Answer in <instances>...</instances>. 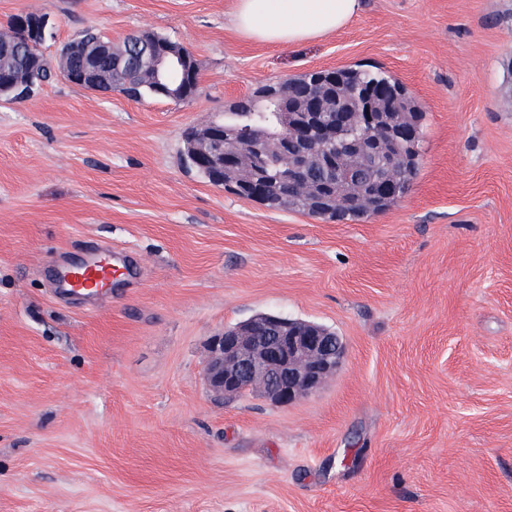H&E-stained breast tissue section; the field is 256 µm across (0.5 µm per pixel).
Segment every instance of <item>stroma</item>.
Segmentation results:
<instances>
[{"instance_id": "stroma-1", "label": "stroma", "mask_w": 512, "mask_h": 512, "mask_svg": "<svg viewBox=\"0 0 512 512\" xmlns=\"http://www.w3.org/2000/svg\"><path fill=\"white\" fill-rule=\"evenodd\" d=\"M293 46L236 0H0L187 46L202 94L133 101L63 77L0 100V512H512V0H360ZM352 66L399 79L421 167L384 213L326 222L210 184L184 135L257 84ZM110 250L106 295L55 273ZM273 313L333 330L292 404L212 393L209 342Z\"/></svg>"}]
</instances>
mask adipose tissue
Listing matches in <instances>:
<instances>
[{
    "label": "adipose tissue",
    "mask_w": 512,
    "mask_h": 512,
    "mask_svg": "<svg viewBox=\"0 0 512 512\" xmlns=\"http://www.w3.org/2000/svg\"><path fill=\"white\" fill-rule=\"evenodd\" d=\"M359 8L360 0H237L232 23L248 38L289 46L340 30Z\"/></svg>",
    "instance_id": "1"
}]
</instances>
